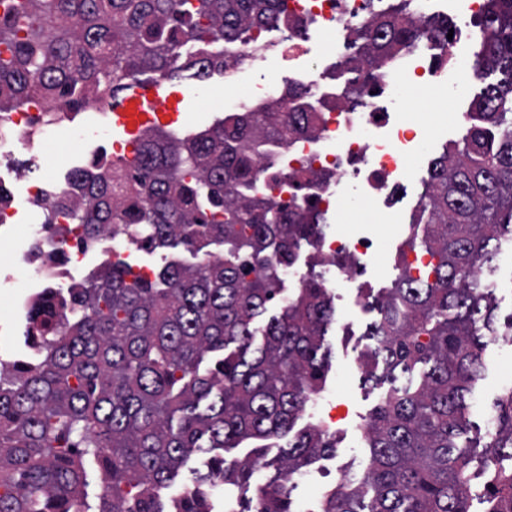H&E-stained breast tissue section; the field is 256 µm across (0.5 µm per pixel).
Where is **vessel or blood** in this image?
<instances>
[{"mask_svg": "<svg viewBox=\"0 0 512 512\" xmlns=\"http://www.w3.org/2000/svg\"><path fill=\"white\" fill-rule=\"evenodd\" d=\"M188 98L183 93L157 84L145 89L131 85L121 103L112 109L113 128L134 134L142 126L155 123H176L181 112L186 111Z\"/></svg>", "mask_w": 512, "mask_h": 512, "instance_id": "1", "label": "vessel or blood"}]
</instances>
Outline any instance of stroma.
<instances>
[{
    "label": "stroma",
    "mask_w": 512,
    "mask_h": 512,
    "mask_svg": "<svg viewBox=\"0 0 512 512\" xmlns=\"http://www.w3.org/2000/svg\"><path fill=\"white\" fill-rule=\"evenodd\" d=\"M212 91L211 97L196 101L195 110L189 118L175 126L179 137L194 135L210 127L231 109L238 97L259 92L261 81L255 69L246 68L236 75V84L228 88L222 75H213L206 82ZM478 86H471L469 93L459 94L453 86V70L445 68L436 77L422 86L399 88L397 96L407 103L412 119L430 116L434 119V134L416 144L406 155L405 163L413 170V179L406 192L399 198L397 209L401 215L402 230L396 237L382 241L383 255L379 264L368 266L358 279V292L344 293L336 305L348 309L349 324L346 329H330L326 341L331 349V362L325 386L335 389L333 402L336 406V449L332 462L358 478L367 464L366 441L357 429L358 424L367 423L368 418L382 398L383 389L368 380L359 365L363 354L373 345L368 329L377 318V311L370 303L371 298L391 287L396 272L394 264L407 247L405 240L410 224L417 215L424 182L428 170L447 144L461 140L465 126L458 116L466 112L472 96L478 93ZM73 127L99 128L97 136L86 139L71 137L48 145L40 159L41 170L48 179L65 182L74 169L85 167L89 159L112 150V130L101 125V114L90 108L71 116ZM494 275L499 287L496 291L498 309L496 325L498 335L489 341L484 353V370L475 384V404L470 418L478 424H485L486 411L502 391L512 388V330L507 322L512 319V241H503L500 253L494 262ZM364 295L366 303L357 305L355 295Z\"/></svg>",
    "instance_id": "35a3bbf8"
}]
</instances>
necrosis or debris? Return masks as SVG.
<instances>
[{"label": "necrosis or debris", "instance_id": "1", "mask_svg": "<svg viewBox=\"0 0 512 512\" xmlns=\"http://www.w3.org/2000/svg\"><path fill=\"white\" fill-rule=\"evenodd\" d=\"M388 3L288 0V12L274 28L286 34L278 54L269 56L260 51L269 43L270 31L252 33L251 43L259 51L251 63L267 78L263 93L235 103L236 111H257L279 99L282 86L300 91V98L289 100L288 106L307 112L312 134L287 145L269 139L255 141L257 179L241 193L247 196L256 190L265 193L280 211L303 206L319 215L321 231L308 244L312 255L323 260V287L334 291L353 287L358 268L377 258L380 241L372 230L337 224L340 204L352 192L369 197L384 215L390 233H398L400 215L392 200L412 179L403 160L414 142L430 133L429 128L412 124L405 105L395 102L397 88L405 83L428 82L437 67L448 65L465 50L473 21L483 9V0H466L464 10L455 14L452 37L424 34L420 49L426 57L420 65L412 68L397 62L365 81L355 70L347 46L353 30L370 14L385 10ZM329 37L334 40L332 49L321 52V43ZM283 70L288 73L284 82L279 79ZM360 81L365 90L360 105L354 107L345 100L344 92ZM34 106L31 112L0 113V168L9 166L17 154L43 150L49 141L68 133V125L61 120L45 127L40 115L48 107L45 100L35 101ZM72 191L69 185L32 178L25 195L0 206V228L8 234L18 230L13 219L29 204L38 201L45 208L36 223L21 229L22 247L15 259L26 270L25 280L17 282L9 275L1 280L12 292L15 308L35 301L31 286L59 292L75 283L74 271L88 252L84 228L70 223L67 213L55 208L56 200ZM309 256L297 253L289 273L306 276ZM340 256L346 259L341 266L336 263Z\"/></svg>", "mask_w": 512, "mask_h": 512}]
</instances>
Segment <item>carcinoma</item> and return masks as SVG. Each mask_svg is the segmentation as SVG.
<instances>
[{
    "label": "carcinoma",
    "mask_w": 512,
    "mask_h": 512,
    "mask_svg": "<svg viewBox=\"0 0 512 512\" xmlns=\"http://www.w3.org/2000/svg\"><path fill=\"white\" fill-rule=\"evenodd\" d=\"M398 0L353 33L356 61L371 74L426 28ZM0 18V112L34 99L77 113L115 98L125 81H203L240 69L254 29L287 0H13ZM475 43L479 80L461 141L434 160L408 244L437 260L433 279L402 266L375 299L367 378L387 385L367 424L368 469L341 480L320 512H470L471 464L492 475L488 512H512V387L492 404L481 442L470 420L473 388L494 329L495 289L476 270L512 236V0H485ZM305 113L273 104L218 119L178 138L156 125L138 135L136 171L112 195L117 162L99 157L72 171L80 191L62 198L90 243L106 232L144 250L224 246L206 265L170 261L150 276L118 260L70 288L72 314L46 304L32 315L30 357L0 368V512H84V474L105 476L99 512H210V492L246 494L254 460L227 465L245 438L289 433L322 389L331 352L333 297L310 275L281 299L282 273L318 217H284L262 194L237 185L255 174L248 136L284 143L309 131ZM425 225L417 240L419 225ZM280 312L263 327L268 306ZM262 342L254 346L256 333ZM429 366L416 380L419 365ZM336 448L309 423L276 459L260 489L261 512H292L291 475ZM208 457L194 485L164 500L178 469Z\"/></svg>",
    "instance_id": "1"
}]
</instances>
